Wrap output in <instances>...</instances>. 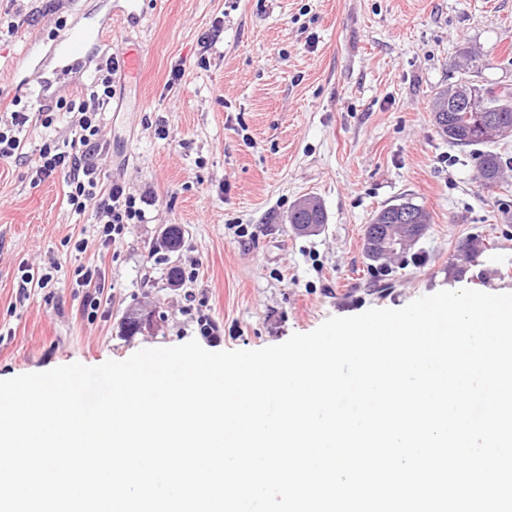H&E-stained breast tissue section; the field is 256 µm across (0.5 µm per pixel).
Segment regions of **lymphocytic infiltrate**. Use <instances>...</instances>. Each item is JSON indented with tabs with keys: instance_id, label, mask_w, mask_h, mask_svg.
<instances>
[{
	"instance_id": "f902f5d3",
	"label": "lymphocytic infiltrate",
	"mask_w": 512,
	"mask_h": 512,
	"mask_svg": "<svg viewBox=\"0 0 512 512\" xmlns=\"http://www.w3.org/2000/svg\"><path fill=\"white\" fill-rule=\"evenodd\" d=\"M122 64L116 57H108L97 69L91 83L93 104L76 100L57 99L55 104H42L37 109L6 108L0 111V159L18 158L25 143L21 134L30 122L51 127L55 115L70 112L75 116L74 135L70 142L45 140L31 166L33 183H40L61 170L68 171L67 200L74 212H84L88 205H96L101 216L100 234L104 244H111L129 224L141 223L145 217L134 195L127 193L120 182L101 183L99 158L103 150V129L100 114L113 96V77Z\"/></svg>"
}]
</instances>
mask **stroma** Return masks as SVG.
Returning a JSON list of instances; mask_svg holds the SVG:
<instances>
[{
	"label": "stroma",
	"mask_w": 512,
	"mask_h": 512,
	"mask_svg": "<svg viewBox=\"0 0 512 512\" xmlns=\"http://www.w3.org/2000/svg\"><path fill=\"white\" fill-rule=\"evenodd\" d=\"M118 6L0 0L2 101L36 103L45 80L48 100L85 95L108 56L146 59L136 83L114 82L100 160L104 181L143 199V223L103 244L95 207L68 205L67 173L32 183L43 140L71 139L68 113L28 127L25 156L0 160V380L192 339L211 352L260 349L332 316L441 290L512 293V176L491 190L478 184L479 154L511 162L512 138L454 146L429 110L435 92L463 80L512 89V0H142L136 24ZM102 19L111 39L63 77L56 57L27 54ZM216 26L218 41L203 48ZM467 47L477 55L462 70ZM178 64L185 75L173 85ZM305 195L327 215L312 236L288 222ZM402 201L430 224L378 292L363 235L376 212ZM173 224L183 241L170 253L159 243ZM239 224L250 236L237 237ZM468 238L485 250L459 276L451 265ZM82 266L101 270L94 310L77 283ZM26 271L51 280L21 289ZM134 312L152 321L124 335ZM202 317L215 336L201 334Z\"/></svg>",
	"instance_id": "obj_1"
}]
</instances>
